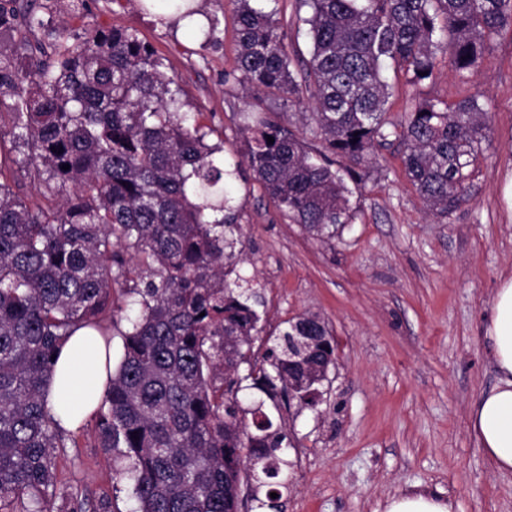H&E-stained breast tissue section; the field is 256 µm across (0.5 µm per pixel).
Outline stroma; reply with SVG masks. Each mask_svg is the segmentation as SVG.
Returning a JSON list of instances; mask_svg holds the SVG:
<instances>
[{"mask_svg": "<svg viewBox=\"0 0 512 512\" xmlns=\"http://www.w3.org/2000/svg\"><path fill=\"white\" fill-rule=\"evenodd\" d=\"M197 5L213 24L207 42L157 24L138 0H87L78 12L36 2L56 26L135 30L232 166L246 151L238 133L244 88L224 79L236 61L234 7L230 0ZM276 8L291 69L300 71L310 53L302 22L310 10L300 0H278ZM437 59L434 77L414 87L393 66L384 76L390 118L421 100L452 104L470 95L487 114L470 196L448 215L426 209L394 139L377 148L376 162L356 166L349 187L357 216L328 243L289 223L249 170L233 182L245 253L237 271L261 285L263 329L239 374L262 362L269 333L306 313L326 322L338 356L316 407L276 408L259 390L239 392L242 408L263 404L289 438L275 453L284 462L277 477L261 473L244 483L242 512H260L273 487L278 512H382L412 488L452 499L456 512H512V474L490 469L469 425L472 406L496 380L485 326L501 277L512 273V29L492 40L468 84L446 53ZM88 441L59 457L54 508L77 488L108 500L112 512H134L132 489L113 469L119 449L97 447L93 434Z\"/></svg>", "mask_w": 512, "mask_h": 512, "instance_id": "35a3bbf8", "label": "stroma"}]
</instances>
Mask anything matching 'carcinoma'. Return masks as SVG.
Here are the masks:
<instances>
[{
	"mask_svg": "<svg viewBox=\"0 0 512 512\" xmlns=\"http://www.w3.org/2000/svg\"><path fill=\"white\" fill-rule=\"evenodd\" d=\"M234 2L233 73L252 92L239 128L246 162L291 223L329 241L356 211L332 162L266 112L270 94L287 103L310 94L313 132L351 164L399 139L409 181L440 214L468 197L487 130L477 99L424 101L390 121L383 69L395 64L415 86L433 77L444 50L468 79L494 35L512 29V0H302L311 52L300 82L276 11ZM150 7L162 24L201 13L194 0ZM17 27L43 38L25 64L0 45V512H48L57 456L78 447L47 405L52 357L79 328L110 343L122 281L133 283L123 294L138 310L119 331L123 355L93 413L100 445L124 449L136 512H236L238 449H269L257 465L270 475V452L285 439L259 408L237 420L241 381L224 367L228 338L249 346L262 332L251 281L230 278L241 236L226 178L238 170L216 158L195 114L182 110L184 90L136 31L76 33L32 0H0V30ZM16 170L39 202L14 190ZM328 335L316 315L288 322L269 367L253 365L244 379L272 401L288 399L300 374L288 337ZM66 512L111 510L76 490Z\"/></svg>",
	"mask_w": 512,
	"mask_h": 512,
	"instance_id": "obj_1",
	"label": "carcinoma"
}]
</instances>
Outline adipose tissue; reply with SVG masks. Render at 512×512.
I'll return each instance as SVG.
<instances>
[{
	"label": "adipose tissue",
	"instance_id": "1",
	"mask_svg": "<svg viewBox=\"0 0 512 512\" xmlns=\"http://www.w3.org/2000/svg\"><path fill=\"white\" fill-rule=\"evenodd\" d=\"M485 334L492 344L496 384L470 414L471 427L493 469L512 473V275L497 288ZM111 352L78 330L62 348L46 399L66 430L78 429L98 407L107 389Z\"/></svg>",
	"mask_w": 512,
	"mask_h": 512
}]
</instances>
